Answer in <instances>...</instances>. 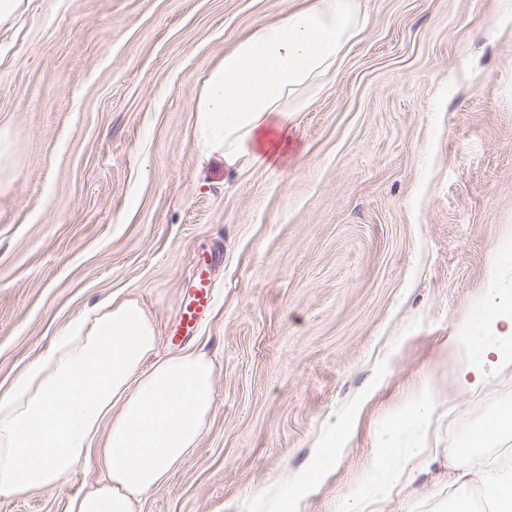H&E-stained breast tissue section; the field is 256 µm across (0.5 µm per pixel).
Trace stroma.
I'll return each instance as SVG.
<instances>
[{
	"instance_id": "stroma-1",
	"label": "stroma",
	"mask_w": 512,
	"mask_h": 512,
	"mask_svg": "<svg viewBox=\"0 0 512 512\" xmlns=\"http://www.w3.org/2000/svg\"><path fill=\"white\" fill-rule=\"evenodd\" d=\"M367 24L262 165L198 155L193 102L256 26L304 0H27L0 27V392L97 299L134 298L159 355L199 254L214 300L184 343L216 364L198 448L139 512H341L421 384L429 470L376 512L480 499L512 433L448 450L512 401L467 392L449 339L512 247V0H360ZM354 416L342 453L339 417ZM467 472L446 481L449 466ZM101 477L0 498L65 512Z\"/></svg>"
}]
</instances>
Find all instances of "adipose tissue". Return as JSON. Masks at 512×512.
Instances as JSON below:
<instances>
[{"mask_svg":"<svg viewBox=\"0 0 512 512\" xmlns=\"http://www.w3.org/2000/svg\"><path fill=\"white\" fill-rule=\"evenodd\" d=\"M357 0H309L241 39L194 99L200 156L226 165L261 163L279 148L294 113L322 93L346 46L365 27ZM496 284L450 343L459 381L474 389L512 367V288ZM157 332L134 299L104 298L67 322L52 346L0 394V496L64 486L89 455L102 476L73 495L68 512H135L197 448L216 405L207 353H156ZM437 396L422 387L409 409L411 433L390 429L371 458L365 490L344 512H369L401 481L429 466L424 439ZM512 430V403L487 414L449 457L496 444Z\"/></svg>","mask_w":512,"mask_h":512,"instance_id":"1","label":"adipose tissue"}]
</instances>
